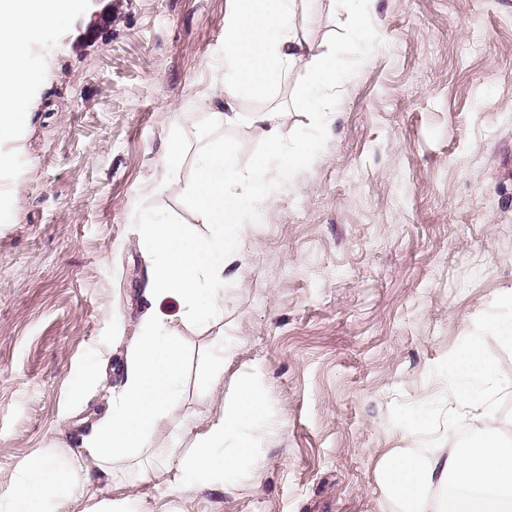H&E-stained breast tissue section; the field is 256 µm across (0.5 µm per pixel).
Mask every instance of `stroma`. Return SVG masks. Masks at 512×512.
<instances>
[{"mask_svg": "<svg viewBox=\"0 0 512 512\" xmlns=\"http://www.w3.org/2000/svg\"><path fill=\"white\" fill-rule=\"evenodd\" d=\"M359 7L365 48L331 0L297 17L345 64L333 113L293 108L301 63L237 103L280 113L285 147L312 155L290 178L270 169L247 206L222 324L160 305L185 381L153 446L171 447L184 418L202 427L232 409L246 384L264 401L253 459L216 488L132 474L98 498L132 512H400L380 482L392 453L428 441L446 454L491 426L512 441V389L486 419L451 397L468 337L512 314V0ZM231 15L230 0H76L22 49L39 79L28 124L0 138L2 504L29 460L88 433L119 389L147 306L146 219L206 232L184 192L198 147L234 141L243 171L266 147L262 126L221 130L203 109L222 90ZM175 137L185 155L171 170ZM218 334L232 353L210 386Z\"/></svg>", "mask_w": 512, "mask_h": 512, "instance_id": "35a3bbf8", "label": "stroma"}]
</instances>
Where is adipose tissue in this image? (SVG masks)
Listing matches in <instances>:
<instances>
[{"mask_svg": "<svg viewBox=\"0 0 512 512\" xmlns=\"http://www.w3.org/2000/svg\"><path fill=\"white\" fill-rule=\"evenodd\" d=\"M72 0H0V135L27 124V91L35 74L23 59V42L41 36L51 19L67 18ZM307 0H232L233 19L227 34V60L220 106L211 110L216 126L239 124V100L264 96L297 61H304L307 80L296 97L299 111H331L327 88L345 73L331 50L299 37L294 20ZM251 121L266 125L267 146L253 157L248 173L238 170L235 145L224 138L205 143L194 159V177L185 192L202 223L204 235L190 233L170 220H151L144 245L156 264L147 299L148 325L126 346L124 381L105 416L77 448H48L22 470L16 498L24 512H68L91 498L93 480L112 487L125 485L130 472L148 481L173 473L203 479L221 472L232 475L251 458L247 441L226 453L224 435L258 421L262 398L240 386L231 414L191 434L189 448L156 449L152 438L180 404L184 380V349L179 337L162 335L164 316L158 303L177 298L183 320L218 322L224 318V273L238 259L243 232L241 216L248 203L262 195L266 173L277 167L292 175L310 157L307 144L283 150V132L273 113L255 112ZM512 340V322L492 326L487 336L469 337L464 346L469 371L456 386L454 399L478 415H486L492 395L502 383L485 359L488 338ZM382 483L403 505L402 512H422L429 488L439 492L437 512H512V446L488 432L448 455L424 448H403L386 462Z\"/></svg>", "mask_w": 512, "mask_h": 512, "instance_id": "ef3b65f1", "label": "adipose tissue"}]
</instances>
